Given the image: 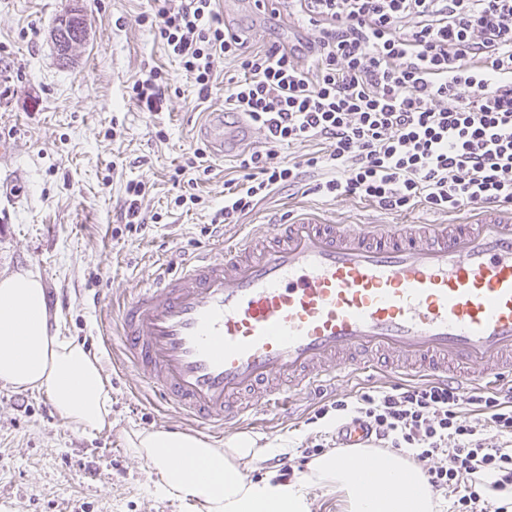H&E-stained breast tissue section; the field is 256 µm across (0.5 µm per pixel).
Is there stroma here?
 <instances>
[{"label":"stroma","instance_id":"1","mask_svg":"<svg viewBox=\"0 0 512 512\" xmlns=\"http://www.w3.org/2000/svg\"><path fill=\"white\" fill-rule=\"evenodd\" d=\"M71 0H0V275L38 273L49 316L62 335L100 362L112 396V425L87 431L61 417L43 391L0 382V512H188L158 496L147 460L130 451L133 432L186 431L176 409L161 410L137 371L122 359L112 302L132 298L175 262L202 250L219 252L221 236L258 232L267 219L311 207L337 224H443L445 215L419 206L384 213L353 198L324 199L304 186L262 201L223 234H202L224 204L233 157L208 154L210 171L190 212L170 208L180 192L175 167L206 148L201 125L224 109V87L201 101L177 59L137 22L153 0H82L86 41L64 66L47 42ZM217 8L249 43L292 40L296 20L256 9L253 0H219ZM159 70L172 89L160 112L130 100L132 80ZM149 189L142 232L127 231L120 206L129 180ZM112 335L104 344L103 335ZM393 374L349 371L328 387L331 400L400 385ZM313 395L297 397L292 415L268 416L253 435L283 444L285 464L307 468L304 451L336 446L335 413L318 415Z\"/></svg>","mask_w":512,"mask_h":512}]
</instances>
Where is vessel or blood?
<instances>
[{
    "label": "vessel or blood",
    "instance_id": "1",
    "mask_svg": "<svg viewBox=\"0 0 512 512\" xmlns=\"http://www.w3.org/2000/svg\"><path fill=\"white\" fill-rule=\"evenodd\" d=\"M230 155L253 137L245 119L203 129ZM265 235L225 242L224 257L182 261L118 301L125 357L164 402L223 435L261 385L266 412L376 354L409 378L467 383L512 373V206L475 207L459 224H370L359 231L304 209ZM362 448L365 425L338 431Z\"/></svg>",
    "mask_w": 512,
    "mask_h": 512
}]
</instances>
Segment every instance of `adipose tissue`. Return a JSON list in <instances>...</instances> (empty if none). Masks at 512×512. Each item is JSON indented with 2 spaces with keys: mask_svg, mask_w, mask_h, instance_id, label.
Segmentation results:
<instances>
[{
  "mask_svg": "<svg viewBox=\"0 0 512 512\" xmlns=\"http://www.w3.org/2000/svg\"><path fill=\"white\" fill-rule=\"evenodd\" d=\"M0 381L43 390L59 414L87 431L109 427L111 395L97 359L49 324L39 275L0 278ZM131 450L150 463L158 492L195 499L200 512H311V489L336 495L342 512H441L420 466L374 448L330 450L284 481L248 479L243 470L271 452L241 435L225 445L163 429L134 432Z\"/></svg>",
  "mask_w": 512,
  "mask_h": 512,
  "instance_id": "ef3b65f1",
  "label": "adipose tissue"
}]
</instances>
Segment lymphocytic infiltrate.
<instances>
[{"label": "lymphocytic infiltrate", "instance_id": "lymphocytic-infiltrate-1", "mask_svg": "<svg viewBox=\"0 0 512 512\" xmlns=\"http://www.w3.org/2000/svg\"><path fill=\"white\" fill-rule=\"evenodd\" d=\"M282 14L315 28L317 40L252 47L225 25L216 0H161L139 25L178 59L208 97L224 103L273 145L318 141L323 150L286 165L272 148L240 155L210 224L238 223L265 198L328 166L312 193L368 201L389 213L424 205H512V0H283ZM237 61L218 77L216 58ZM337 415L367 422L380 448L407 449L426 464L453 512H512L490 500L512 487V389L471 395L448 383L396 386L336 400ZM492 427L508 442L487 446Z\"/></svg>", "mask_w": 512, "mask_h": 512}]
</instances>
